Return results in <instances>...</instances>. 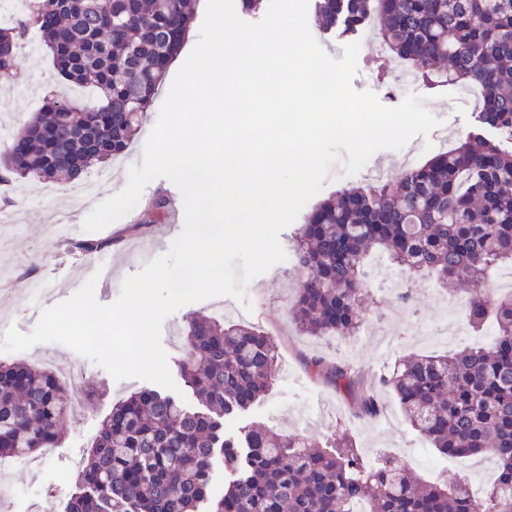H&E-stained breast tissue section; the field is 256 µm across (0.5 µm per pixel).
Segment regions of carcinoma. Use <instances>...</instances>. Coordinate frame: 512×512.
I'll return each instance as SVG.
<instances>
[{"label": "carcinoma", "instance_id": "cac0c4a2", "mask_svg": "<svg viewBox=\"0 0 512 512\" xmlns=\"http://www.w3.org/2000/svg\"><path fill=\"white\" fill-rule=\"evenodd\" d=\"M327 28L383 16L381 44L424 83L474 85L482 123L512 140V0H316ZM193 20L192 0H41L0 33V78L11 75L20 40L34 30L64 80L91 100L52 96L0 152V183L27 176L71 180L124 154L142 124ZM170 200L144 205L146 219L110 238L75 243L83 254L112 250L161 224ZM384 254L420 280L464 283L461 310L474 329L491 330L487 347L412 355L367 384L347 363L314 357L307 371L378 412L388 389L411 426L442 455L493 456L495 482L475 499L468 483H419L391 455L374 463L347 431L323 447L298 434L251 428L224 437V419L245 411L276 381V346L251 325L199 313L181 336V373L204 410L189 411L157 390L119 401L103 421L79 490L67 512H512V294L493 297L492 269L512 263V149L473 134L425 164L405 170L394 188L347 189L305 217L294 249L299 281L291 303L310 336L355 335L367 320L362 277ZM68 400L51 370L0 362V456L56 446ZM229 475L211 495L216 455Z\"/></svg>", "mask_w": 512, "mask_h": 512}]
</instances>
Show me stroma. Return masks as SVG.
I'll use <instances>...</instances> for the list:
<instances>
[{
	"mask_svg": "<svg viewBox=\"0 0 512 512\" xmlns=\"http://www.w3.org/2000/svg\"><path fill=\"white\" fill-rule=\"evenodd\" d=\"M376 35V30L365 26L354 36L361 44L358 72L353 79L355 90L373 91L388 107L399 105L407 94L420 95L426 99V108L453 131L455 140L476 133L496 137L495 129L479 122V104L459 105L448 96L447 85L418 82L410 90L400 89L395 72L373 56L370 41ZM16 55L12 76L0 79L1 125L17 130L37 112L38 101L50 94L86 97V90L74 88L58 75L50 53L41 44L19 46ZM166 95V90H159L153 111L148 112L128 151L112 161V192L126 186L130 167L141 165L144 143ZM16 192L23 205L21 226L0 222V239L10 244L8 251L0 252V277L6 281L5 287H0V321L28 333L35 327L45 303L35 299L30 285H37L47 294V301L56 304L87 278L82 255L73 244L87 236L82 222L88 209L79 199L75 185L67 181L48 183L30 178L18 183ZM392 271L384 258H372L367 268L373 283L371 316L356 335L348 338H314L298 330L288 312L297 279L291 261L278 263L256 278L265 303L245 322L275 339L278 377L263 400L225 420L226 436L238 438L249 428L264 426L283 434L298 433L321 444L334 431L345 430L353 436L364 459L371 461L380 451H392L412 466L423 481L453 483L463 479L472 486L491 482L496 465L490 457L468 459L462 472L441 467V454L409 425L390 393L379 392L377 415L359 418L353 415L349 399L312 378L305 369L307 359L319 356L330 362L352 364L363 379L370 381L411 353H442L489 344L488 335L476 334L464 323L456 336L446 340L420 336L424 326L457 316L461 295L428 283L418 289L411 306H400L389 287ZM213 310L214 302L209 299L187 304L165 319L162 345L173 379L181 377L182 349L173 343L171 330L183 327L186 319L197 312ZM47 355L56 365L83 371V378L67 385L70 397H82L83 403L75 414L64 418L58 445L0 470V488L10 492L9 497L0 499V512H65L68 496L78 487L79 474L103 420L118 400L149 386L148 381L140 379L114 381L104 368L58 343H40L25 352H0V361L38 366Z\"/></svg>",
	"mask_w": 512,
	"mask_h": 512,
	"instance_id": "stroma-1",
	"label": "stroma"
}]
</instances>
